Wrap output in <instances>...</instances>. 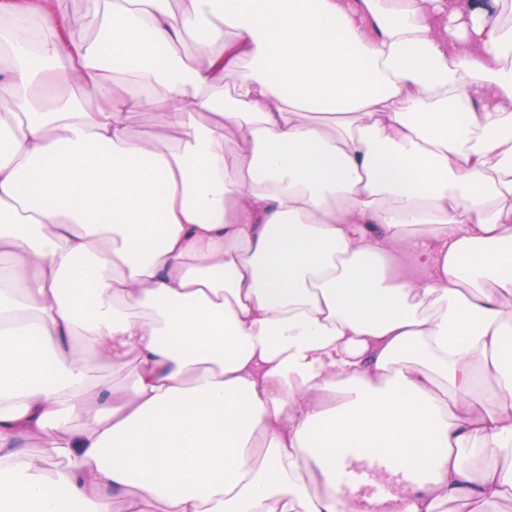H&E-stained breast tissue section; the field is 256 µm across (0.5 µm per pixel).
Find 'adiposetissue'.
<instances>
[{
  "label": "adipose tissue",
  "mask_w": 512,
  "mask_h": 512,
  "mask_svg": "<svg viewBox=\"0 0 512 512\" xmlns=\"http://www.w3.org/2000/svg\"><path fill=\"white\" fill-rule=\"evenodd\" d=\"M501 3L101 0L97 36L65 43L57 13L0 0V512L512 495ZM54 67L107 108L54 92ZM159 88L169 145L129 129ZM96 356L136 373L91 403Z\"/></svg>",
  "instance_id": "1"
}]
</instances>
